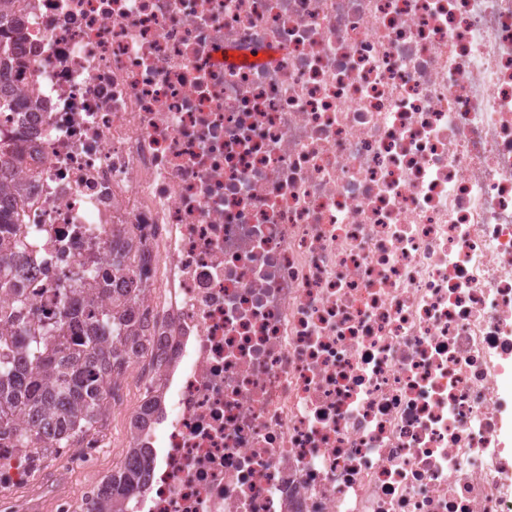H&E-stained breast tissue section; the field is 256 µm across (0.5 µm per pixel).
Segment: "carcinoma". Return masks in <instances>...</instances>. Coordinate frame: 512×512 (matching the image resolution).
<instances>
[{"label":"carcinoma","instance_id":"cac0c4a2","mask_svg":"<svg viewBox=\"0 0 512 512\" xmlns=\"http://www.w3.org/2000/svg\"><path fill=\"white\" fill-rule=\"evenodd\" d=\"M24 26L0 0V113L37 105L13 91L28 61L22 52ZM0 168L21 162L22 150L1 135ZM18 205L0 204V291L16 285L7 279L20 247ZM134 242L116 230L104 252L106 263L81 271L92 288H71L52 317H40L19 304L13 331L0 334V448H18L31 470L59 448H71L104 425L105 402L118 390L112 374L131 358L128 343L144 338L134 315L140 289L112 297V277L127 268ZM149 466L146 455L132 459L103 479L83 512H125Z\"/></svg>","mask_w":512,"mask_h":512}]
</instances>
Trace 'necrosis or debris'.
<instances>
[{
  "mask_svg": "<svg viewBox=\"0 0 512 512\" xmlns=\"http://www.w3.org/2000/svg\"><path fill=\"white\" fill-rule=\"evenodd\" d=\"M10 5L29 306L136 242L128 512H512V0Z\"/></svg>",
  "mask_w": 512,
  "mask_h": 512,
  "instance_id": "necrosis-or-debris-1",
  "label": "necrosis or debris"
}]
</instances>
